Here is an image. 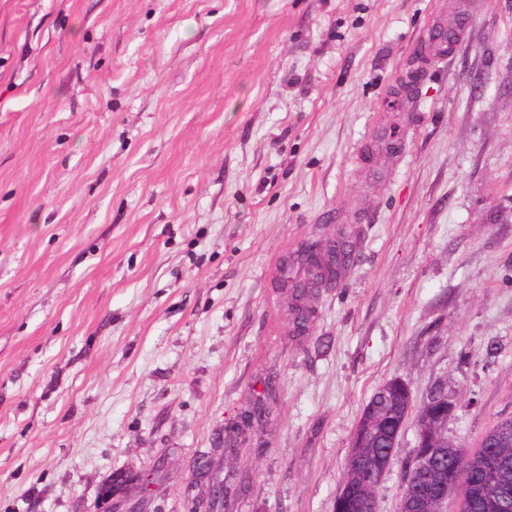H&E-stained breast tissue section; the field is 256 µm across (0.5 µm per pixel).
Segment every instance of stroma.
<instances>
[{
	"label": "stroma",
	"instance_id": "1",
	"mask_svg": "<svg viewBox=\"0 0 512 512\" xmlns=\"http://www.w3.org/2000/svg\"><path fill=\"white\" fill-rule=\"evenodd\" d=\"M340 236L289 337L284 256ZM270 377L226 512H333L392 379L458 448L512 416V0H0V512H189ZM195 480L201 485L206 484L207 494L224 496V479L220 480L214 473L213 461L200 460L195 470Z\"/></svg>",
	"mask_w": 512,
	"mask_h": 512
}]
</instances>
